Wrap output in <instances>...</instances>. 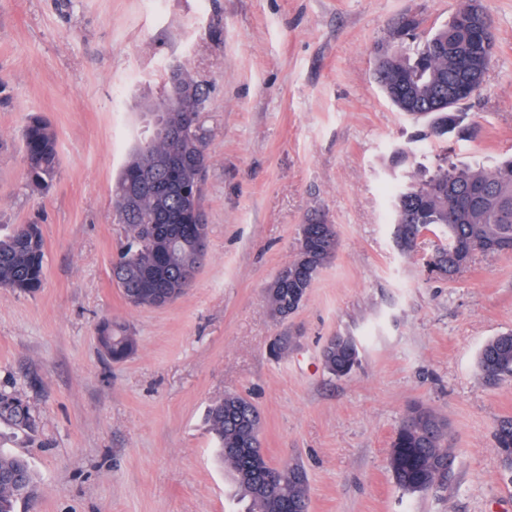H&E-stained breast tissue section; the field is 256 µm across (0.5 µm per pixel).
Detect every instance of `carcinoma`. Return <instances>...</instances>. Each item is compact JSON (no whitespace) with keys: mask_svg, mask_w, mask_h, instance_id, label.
Instances as JSON below:
<instances>
[{"mask_svg":"<svg viewBox=\"0 0 512 512\" xmlns=\"http://www.w3.org/2000/svg\"><path fill=\"white\" fill-rule=\"evenodd\" d=\"M473 0H461L448 25L403 51L393 63L378 65L376 77L386 96L400 111L428 119L423 138L445 141L463 131V112L434 109L432 88L458 82L462 76L458 57L466 50L468 33L465 17ZM404 76L414 79L418 95L402 101L389 90ZM193 94L186 101L190 112H201L205 92L189 79ZM26 186L44 192L58 178L60 160L57 136L51 125L33 117L23 134ZM201 126L192 128L177 147L165 139H154L149 146H134L116 178L112 196L117 223L127 228V240L112 263L117 286L124 297L154 275L158 261L164 262L165 286L182 296L193 283L181 280L188 269L199 270L204 262L196 241L208 237V224L199 220L196 205L202 204V180L198 163L206 159ZM137 189L136 205L125 199L129 187ZM395 236L400 250H413L425 232L442 237L441 244L427 261L452 277L469 265L460 259L471 250L495 256L512 252V158L492 170L472 167L439 166L427 180L400 189L391 203ZM176 225L181 240L168 250L154 238L156 229ZM335 251L318 241L310 264L320 270ZM283 278L274 277L265 288L264 298L271 314L286 319L304 302L311 287L307 273L295 261L281 267ZM45 278V247L37 224H17L0 238V287L24 294L38 292ZM102 353L122 362L137 350V338L123 324H105L97 336ZM359 348L343 336L338 343L326 344L323 366L334 377L349 375L359 363ZM478 367L490 380L512 376V332L489 339L478 354ZM397 428L388 455V467L396 485L405 493L423 494L444 484L449 470L441 468L451 456L447 425L424 409H413ZM215 440V453L228 471L234 500L246 503L243 512H308L309 480L297 464H271L262 448L263 424L260 411L236 393L212 404L206 414ZM26 436L36 431V420L18 396L0 391V426ZM499 460L512 473V417L501 419L494 433ZM17 478L13 484H0V512H17L18 504L35 494L28 460L0 448V475Z\"/></svg>","mask_w":512,"mask_h":512,"instance_id":"carcinoma-1","label":"carcinoma"}]
</instances>
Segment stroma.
Returning a JSON list of instances; mask_svg holds the SVG:
<instances>
[{"label": "stroma", "mask_w": 512, "mask_h": 512, "mask_svg": "<svg viewBox=\"0 0 512 512\" xmlns=\"http://www.w3.org/2000/svg\"><path fill=\"white\" fill-rule=\"evenodd\" d=\"M459 3L0 0V236L35 223L45 244L39 292L0 288V391L38 423L31 442L0 428V448L33 471L22 512H226L206 412L232 392L261 410L268 460L306 469L309 512H512L494 442L512 378L488 381L477 365L487 340L512 331V254H476L443 278L426 265L437 238L401 251L390 210L413 168L512 155V0H479L496 49L465 135L417 139L426 119L399 112L375 79L400 18L425 37ZM179 64L209 90L208 253L184 296L134 308L111 277L125 239L112 185ZM34 116L50 122L61 161L43 194L26 189L22 162ZM305 223L335 225L338 247L282 323L264 290ZM104 320L133 331V357L103 356ZM284 331L298 342L272 358ZM332 336L360 351L340 379L321 359ZM418 405L448 422L454 463L446 485L410 495L388 454Z\"/></svg>", "instance_id": "35a3bbf8"}]
</instances>
